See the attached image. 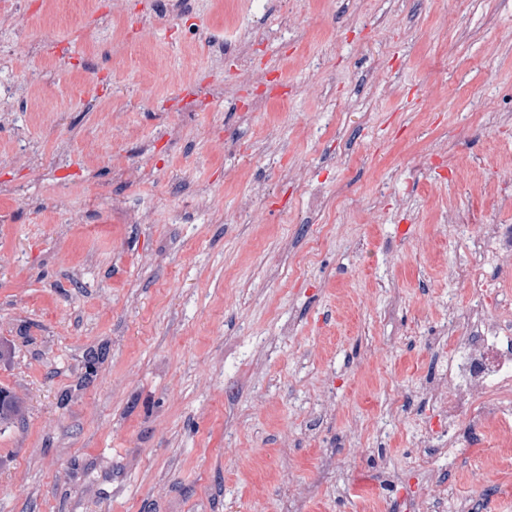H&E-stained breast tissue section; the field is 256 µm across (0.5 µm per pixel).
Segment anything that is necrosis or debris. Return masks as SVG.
Listing matches in <instances>:
<instances>
[{"label":"necrosis or debris","mask_w":512,"mask_h":512,"mask_svg":"<svg viewBox=\"0 0 512 512\" xmlns=\"http://www.w3.org/2000/svg\"><path fill=\"white\" fill-rule=\"evenodd\" d=\"M490 263L512 265V229L482 225L469 262L456 271L475 296L466 311L448 309L447 333L438 342L451 361L446 377L422 389L438 418L424 423L421 448L452 453L483 430L512 433V322L494 315L480 296L479 271Z\"/></svg>","instance_id":"1"}]
</instances>
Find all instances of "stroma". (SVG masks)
<instances>
[{"label":"stroma","instance_id":"35a3bbf8","mask_svg":"<svg viewBox=\"0 0 512 512\" xmlns=\"http://www.w3.org/2000/svg\"><path fill=\"white\" fill-rule=\"evenodd\" d=\"M251 2L145 29L150 0H0V512H410L389 472L512 512L496 435L415 446L431 338L473 297L454 270L512 225V0H295L251 48L287 96L245 120L209 93L233 60L183 29L272 25L282 0Z\"/></svg>","mask_w":512,"mask_h":512}]
</instances>
